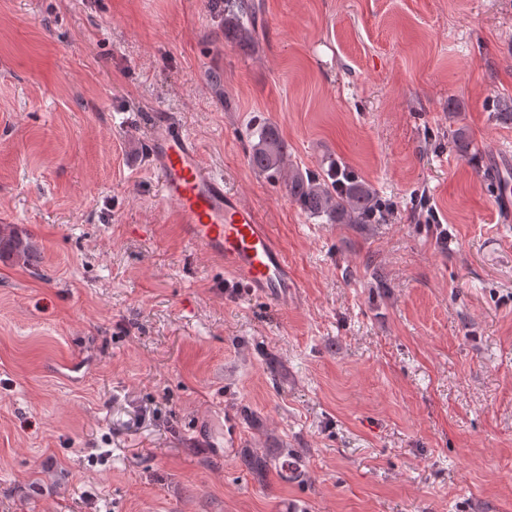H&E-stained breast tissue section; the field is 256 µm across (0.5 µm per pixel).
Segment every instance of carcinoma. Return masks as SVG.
I'll return each instance as SVG.
<instances>
[{
	"mask_svg": "<svg viewBox=\"0 0 512 512\" xmlns=\"http://www.w3.org/2000/svg\"><path fill=\"white\" fill-rule=\"evenodd\" d=\"M224 25L235 29L239 46L255 47V17L249 0H224ZM248 161L257 171L276 179L282 176L286 147L278 129L262 121L251 133ZM288 194L299 208L313 218L331 224H375L381 209L389 208L372 186L347 167L330 165L325 177L299 170L288 174ZM37 246L32 239L9 224L0 225V258L32 265ZM298 454L290 448H248L243 455L247 470L259 480L272 471L286 478L297 470Z\"/></svg>",
	"mask_w": 512,
	"mask_h": 512,
	"instance_id": "obj_1",
	"label": "carcinoma"
}]
</instances>
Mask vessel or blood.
<instances>
[{"label": "vessel or blood", "instance_id": "vessel-or-blood-1", "mask_svg": "<svg viewBox=\"0 0 512 512\" xmlns=\"http://www.w3.org/2000/svg\"><path fill=\"white\" fill-rule=\"evenodd\" d=\"M147 157L171 203L168 218L182 225L200 252L224 261L225 270L254 297L286 298L297 280L284 249L257 213L229 192L222 175L205 164L197 140L170 112L150 115L144 135ZM494 202L503 219H512V177L498 174ZM240 427L233 409L224 411V440L211 442L214 454L232 455Z\"/></svg>", "mask_w": 512, "mask_h": 512}]
</instances>
